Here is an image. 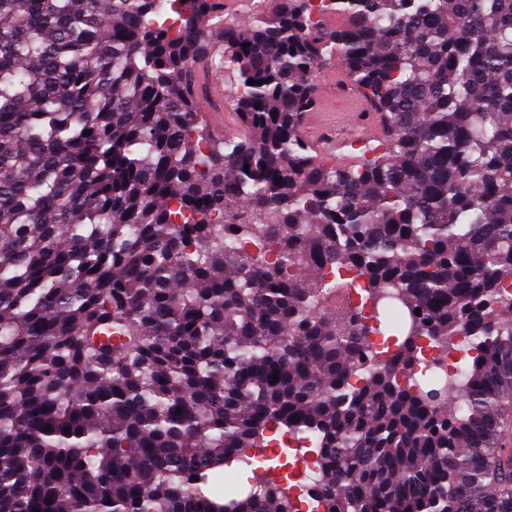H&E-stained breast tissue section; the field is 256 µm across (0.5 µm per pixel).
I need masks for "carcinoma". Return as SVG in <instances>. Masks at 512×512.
<instances>
[{
  "label": "carcinoma",
  "instance_id": "obj_1",
  "mask_svg": "<svg viewBox=\"0 0 512 512\" xmlns=\"http://www.w3.org/2000/svg\"><path fill=\"white\" fill-rule=\"evenodd\" d=\"M217 18L0 0V512H512V0H265L219 28L223 140ZM328 66L381 130L334 162L304 132ZM283 431L305 492L241 491ZM213 71V73H218L214 69H210ZM221 74L224 76H221L219 73L217 75H220L224 80V94L222 96L217 95L214 93V91L211 88L209 76L207 77L208 85H209V96L206 99H203L200 101L201 111L202 112H218L220 115L218 118L224 122V134H216L212 131L211 126L209 122L206 120V118L203 116L204 120L208 124L211 134L216 139H224V136H232L234 134H237L239 132V124L237 121V114L234 112L230 106L229 100L234 94V85L232 84L234 82V77L231 74H224V70H221ZM209 105L211 107H209ZM213 105L220 106L217 110L213 109ZM201 112V113H202Z\"/></svg>",
  "mask_w": 512,
  "mask_h": 512
}]
</instances>
